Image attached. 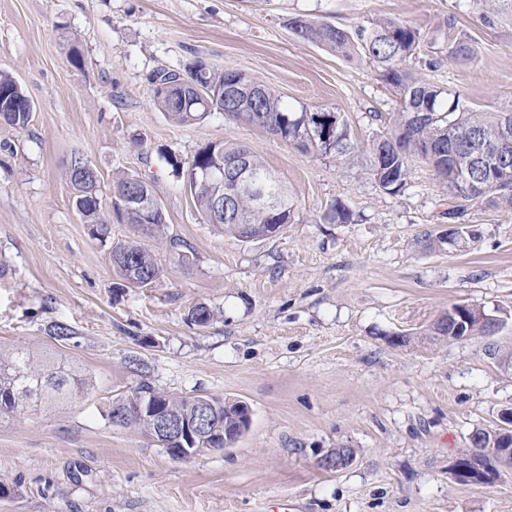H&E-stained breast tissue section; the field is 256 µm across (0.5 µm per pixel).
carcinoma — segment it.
Instances as JSON below:
<instances>
[{"label": "carcinoma", "mask_w": 512, "mask_h": 512, "mask_svg": "<svg viewBox=\"0 0 512 512\" xmlns=\"http://www.w3.org/2000/svg\"><path fill=\"white\" fill-rule=\"evenodd\" d=\"M482 22L487 26L512 25V0H473ZM289 27L300 39L317 44L345 60L365 57L375 63L381 78L398 101L393 125L375 139L367 155V171L375 183L393 193L399 191L409 175L407 160L412 155L425 159L448 188V194L463 202L489 199L512 209V146L508 156L495 166L497 178L493 188L476 194L462 181L451 178L455 170L471 167L472 140L484 136L485 150L493 157L498 150L500 129L512 127V108L474 111L460 101V96L429 83L408 67L410 59L432 39L420 29L392 18L367 21L353 31L325 21L296 17ZM476 51L467 38L448 39V61L468 62ZM201 68L178 71L162 70L152 78V102L177 124H191L219 110L234 121L261 126L306 153L334 156L340 164L361 162L363 149L352 136L344 113L323 111L304 104L294 108L284 102L274 89L266 86L259 97L244 88L259 78L233 69ZM237 79L240 90L229 94L228 77ZM327 130V137H310L315 127ZM224 159L251 154L250 170L237 185H224L228 197L227 218L220 227L224 234L242 241L267 237L288 222L292 204L288 190L251 149L243 144L222 142ZM211 146L199 149L189 161L169 160L183 176L202 163L213 162ZM266 188L267 203L256 201L249 190L252 183ZM197 209L208 216L215 188L200 179L189 186ZM327 224H350L353 213L336 201L322 215ZM85 222L96 225L95 233L104 238L111 231L106 216L97 206H87ZM111 261L119 277L132 287L149 285L161 276V266L154 252L136 240L121 241L112 248ZM137 382L129 393L117 397L129 408L120 428H132L157 438L148 413L138 410L151 404L174 416L184 417L200 404L215 412L216 437L197 440L200 448H230L249 427L244 417L245 403L214 396H175L158 391L143 360H130ZM87 385L83 375L66 362L48 354H39L28 346L0 347V416L18 409L37 408L72 399Z\"/></svg>", "instance_id": "carcinoma-1"}]
</instances>
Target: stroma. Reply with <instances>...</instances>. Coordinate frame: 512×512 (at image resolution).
Listing matches in <instances>:
<instances>
[{"instance_id": "obj_1", "label": "stroma", "mask_w": 512, "mask_h": 512, "mask_svg": "<svg viewBox=\"0 0 512 512\" xmlns=\"http://www.w3.org/2000/svg\"><path fill=\"white\" fill-rule=\"evenodd\" d=\"M451 14L470 62L448 61ZM296 16L436 33L418 75L477 110L512 106V27L484 25L465 0H0V72L33 103L25 128L0 123V345L57 354L89 380L74 401L0 418V512H512V465L483 485L450 474L471 432L512 407V210L466 203L456 221L478 237L455 249L437 241L453 221L448 189L421 158L390 193L362 166L223 112L178 125L150 101L157 70L199 58L259 76L290 105L344 112L369 146L395 97L367 60L298 38ZM224 141L285 183L293 208L273 236L243 242L209 224L168 163ZM75 155L98 173L108 237L73 205ZM127 175L152 185L167 236L191 251L185 262L147 238L162 276L139 288L120 287L110 259L136 235L112 207ZM338 200L353 222L318 223ZM460 303L499 316L496 334L429 336ZM199 304L215 319L191 321ZM56 323L70 339L54 338ZM133 356L161 391L245 402L248 431L179 460L111 426L112 397L136 383ZM340 446L353 463L323 468Z\"/></svg>"}]
</instances>
